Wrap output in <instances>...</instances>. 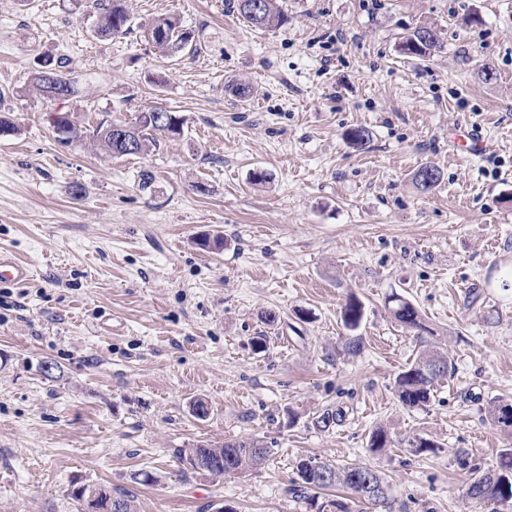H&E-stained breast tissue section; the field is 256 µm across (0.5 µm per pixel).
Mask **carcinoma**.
<instances>
[{"instance_id": "cac0c4a2", "label": "carcinoma", "mask_w": 512, "mask_h": 512, "mask_svg": "<svg viewBox=\"0 0 512 512\" xmlns=\"http://www.w3.org/2000/svg\"><path fill=\"white\" fill-rule=\"evenodd\" d=\"M261 16L251 17L246 10V0H237V11L251 26L271 29L281 26L285 16L281 13L276 0H260ZM96 12L95 34L101 38L125 35L129 32V17L123 0H92ZM144 37L151 39V44L168 55H194L200 49L194 35L184 28L173 16L162 15L146 25ZM441 47L436 30L428 26L416 28L400 44L404 54L415 57H427ZM159 108L146 109L132 123H124L129 129V136L135 143L136 154L142 155L159 145L162 138L179 136L182 133L180 116L174 114L165 123L160 124L154 117ZM52 126L59 135V141L70 142L76 137L75 127L66 112L57 113ZM109 125L100 123L86 134L89 146L98 148L109 155L120 151L108 134ZM413 181L418 189L428 192L440 181V173L432 165H423L414 173ZM392 309L394 318L403 326L416 329L422 327L418 309L409 301L395 296ZM344 324L354 330L363 318L362 304L354 298L348 300L342 308ZM452 362L448 355L436 350L423 351L418 359L396 379V396L399 402L408 408L422 407L430 401L435 383L448 375ZM494 421L505 429H512V403H495L490 407ZM195 455L200 466L211 469L214 463L224 462L222 475L243 473L261 467L270 455V449L254 439L226 441L221 444H197L179 450L178 460L186 462L188 454ZM299 481L294 483L291 491L298 497L310 491L341 486L350 490L358 498L372 503L384 512H391L389 485L374 468L362 463L336 466L328 462L302 460L297 466ZM475 476L466 490V498L476 502H494L503 504L512 501V448L502 449L496 468L486 472L476 468ZM91 491H100L112 495L123 503L122 512H136L134 496L112 491L105 486L90 485Z\"/></svg>"}]
</instances>
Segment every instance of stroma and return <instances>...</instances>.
<instances>
[{
    "instance_id": "obj_1",
    "label": "stroma",
    "mask_w": 512,
    "mask_h": 512,
    "mask_svg": "<svg viewBox=\"0 0 512 512\" xmlns=\"http://www.w3.org/2000/svg\"><path fill=\"white\" fill-rule=\"evenodd\" d=\"M277 2L287 21L264 30L236 0H126L130 33L101 38L88 0H0V116L16 127L0 138V250L33 268L27 284L0 281V512H75L76 480L131 492L137 512H316L290 492L303 458L371 465L394 512H512L465 497L473 468L512 447L488 415L512 402V290L493 285L512 271V0ZM169 14L196 55L142 36ZM423 24L442 49L400 53ZM47 55L76 89L52 105L28 85ZM154 106L183 133L145 156L61 144L49 123L68 112L83 130ZM357 127L361 147L346 138ZM464 132L477 152L458 148ZM426 164L441 180L422 192ZM206 235L223 248L201 249ZM394 294L423 333L394 319ZM354 335L361 352L344 354ZM424 345L455 370L408 408L395 381ZM328 409L343 422L321 427ZM380 426L393 445L375 451ZM248 438L271 450L256 470L216 477L176 457Z\"/></svg>"
}]
</instances>
